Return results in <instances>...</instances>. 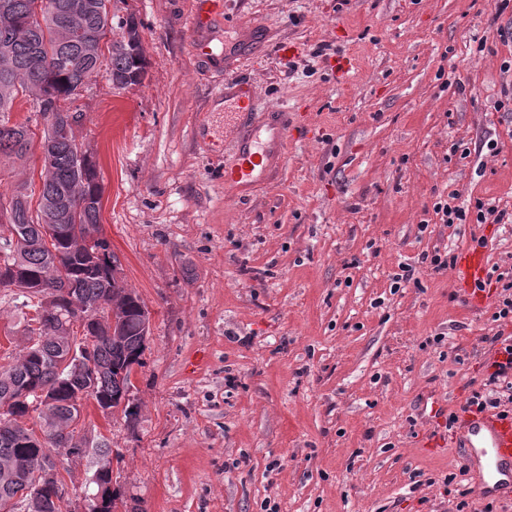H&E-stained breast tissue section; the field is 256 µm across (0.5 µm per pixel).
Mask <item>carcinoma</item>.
I'll return each instance as SVG.
<instances>
[{"instance_id":"obj_1","label":"carcinoma","mask_w":512,"mask_h":512,"mask_svg":"<svg viewBox=\"0 0 512 512\" xmlns=\"http://www.w3.org/2000/svg\"><path fill=\"white\" fill-rule=\"evenodd\" d=\"M55 16L65 23L66 35L59 36L57 25L41 27L31 21V0H0V156L23 158L31 148L25 137L28 122L10 123L6 113L13 111L23 98L38 110L31 92H42L48 104L71 103L77 90L99 75L102 54L90 50V37L96 33L98 16L87 4L92 0H50ZM112 31L127 35L113 40L107 75L112 85L125 89L142 84L146 59L142 37L129 18H117ZM74 135L58 126L52 150L57 153L59 177L42 188V195H63L75 207L87 197L102 196L103 189L94 163H89L79 179L67 169ZM101 207L77 212V219L55 225L51 246L38 244L40 217L27 202H16L10 223L27 227L32 243L14 262L23 273L39 277L38 292L54 297V309L45 314L31 299L21 300L27 339H36L19 353L0 364V402L13 400L12 417L0 416V510L13 500L21 507L29 500V487L50 462L66 457H80L86 449L70 444L69 431L74 415L91 399L98 406L110 402L112 411H121L126 421L138 416V405H121L131 385L133 366L142 365L147 348L143 323L147 309L124 279L112 276V264L118 258L101 237ZM99 236L100 256L87 261L74 240L77 234ZM81 301L92 311L110 301L121 319L120 338L102 330L89 342L79 331L66 327L74 301ZM78 352L93 369L71 375L59 371L56 359L70 351ZM46 392L50 402L30 405L27 390Z\"/></svg>"}]
</instances>
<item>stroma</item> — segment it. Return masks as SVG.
Returning a JSON list of instances; mask_svg holds the SVG:
<instances>
[{
	"mask_svg": "<svg viewBox=\"0 0 512 512\" xmlns=\"http://www.w3.org/2000/svg\"><path fill=\"white\" fill-rule=\"evenodd\" d=\"M202 3L120 0L141 23L145 79L117 90L99 74L77 102L102 234L152 316L137 421L91 401L83 414L112 443L128 512H456L466 488L476 512H512L426 407L458 410L478 387L494 307H471L452 270L420 262L482 239L489 266L512 268V229L433 212L452 193L512 211V112L494 107L512 85V41L497 34L512 6L224 0L204 60ZM232 76L257 112L290 115L254 191L224 187L237 139L215 95ZM38 176V148L2 158L0 195ZM404 264L415 278L399 285ZM25 343L0 290V361ZM65 466L64 508L81 512L97 457Z\"/></svg>",
	"mask_w": 512,
	"mask_h": 512,
	"instance_id": "1",
	"label": "stroma"
}]
</instances>
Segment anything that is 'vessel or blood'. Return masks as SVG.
<instances>
[{
    "label": "vessel or blood",
    "mask_w": 512,
    "mask_h": 512,
    "mask_svg": "<svg viewBox=\"0 0 512 512\" xmlns=\"http://www.w3.org/2000/svg\"><path fill=\"white\" fill-rule=\"evenodd\" d=\"M206 7L194 18L197 31L207 30L224 13L223 0H205ZM230 96L233 106L224 115V127L229 131L239 130L242 119L253 106V91L246 84L236 85ZM257 133H250L244 139L235 163L225 168L224 181L228 184L258 187L264 181L259 166L262 156L259 152ZM488 274L484 253L475 247L463 249L455 266V280L472 306H483L489 293L482 287ZM460 428L463 432L467 454H476L478 448H485L492 474L497 480L492 492L512 497V416L503 418L495 414L473 413L463 418Z\"/></svg>",
    "instance_id": "1"
}]
</instances>
